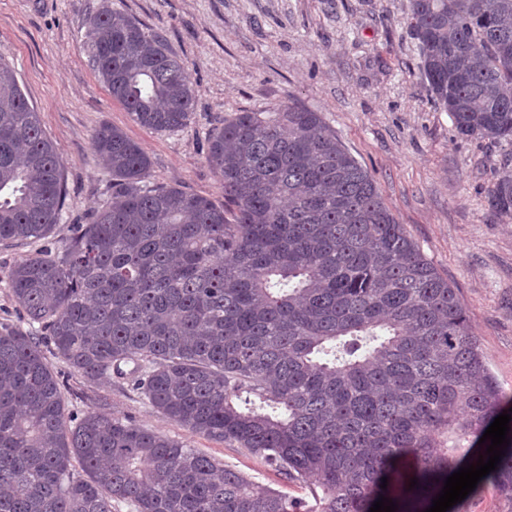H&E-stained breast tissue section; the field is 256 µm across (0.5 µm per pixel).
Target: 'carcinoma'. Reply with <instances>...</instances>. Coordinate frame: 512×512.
Here are the masks:
<instances>
[{"mask_svg":"<svg viewBox=\"0 0 512 512\" xmlns=\"http://www.w3.org/2000/svg\"><path fill=\"white\" fill-rule=\"evenodd\" d=\"M409 28L457 133L512 144V0H411ZM83 45L136 123L189 126L195 90L163 35L104 3ZM92 147L109 199L63 250L8 274L31 329L0 328V512H370L381 496L425 512L448 476L488 459L479 439L512 396L456 289L320 113L224 118L206 148L222 206L150 182L148 154L115 127ZM65 196L58 151L0 59V244L46 238ZM487 199L511 214L512 176ZM45 347L307 484L313 503L122 417L74 415ZM509 427L477 487L512 502Z\"/></svg>","mask_w":512,"mask_h":512,"instance_id":"cac0c4a2","label":"carcinoma"}]
</instances>
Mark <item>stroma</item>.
<instances>
[{"label": "stroma", "instance_id": "35a3bbf8", "mask_svg": "<svg viewBox=\"0 0 512 512\" xmlns=\"http://www.w3.org/2000/svg\"><path fill=\"white\" fill-rule=\"evenodd\" d=\"M101 0H0V57L14 70L58 149L67 187L63 218L43 241L0 246V326L26 328L6 277L21 258L63 248L76 224L109 196L112 172L91 147L103 124L140 143L161 186L223 204L205 141L224 116L294 104L321 113L371 173L398 223L456 288L483 360L512 395V214L491 212L487 191L512 175V145L462 138L435 106L410 35V0H111L162 30L196 94L190 127L137 124L87 62L85 21ZM50 364L66 407L107 410L214 456L256 482L277 477L236 446L193 434L157 414L125 383L85 382Z\"/></svg>", "mask_w": 512, "mask_h": 512}]
</instances>
